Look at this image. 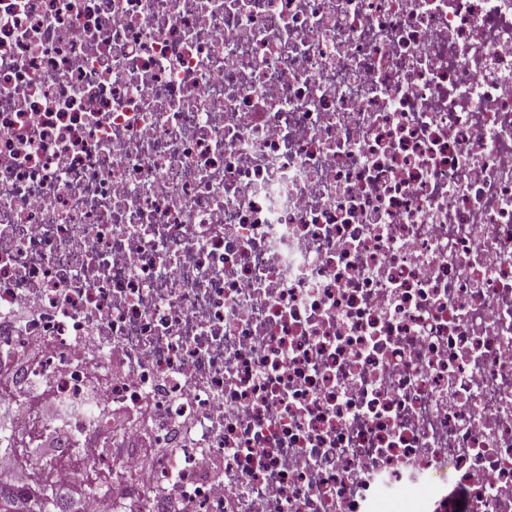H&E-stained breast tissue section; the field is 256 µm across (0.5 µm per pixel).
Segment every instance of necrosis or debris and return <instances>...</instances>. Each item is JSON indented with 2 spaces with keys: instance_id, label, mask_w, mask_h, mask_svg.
Returning <instances> with one entry per match:
<instances>
[{
  "instance_id": "1",
  "label": "necrosis or debris",
  "mask_w": 512,
  "mask_h": 512,
  "mask_svg": "<svg viewBox=\"0 0 512 512\" xmlns=\"http://www.w3.org/2000/svg\"><path fill=\"white\" fill-rule=\"evenodd\" d=\"M0 366L118 512H512V0H0ZM30 397L34 406L38 409L42 416L50 417L45 421H52L59 412V404L54 395L45 388H30Z\"/></svg>"
}]
</instances>
